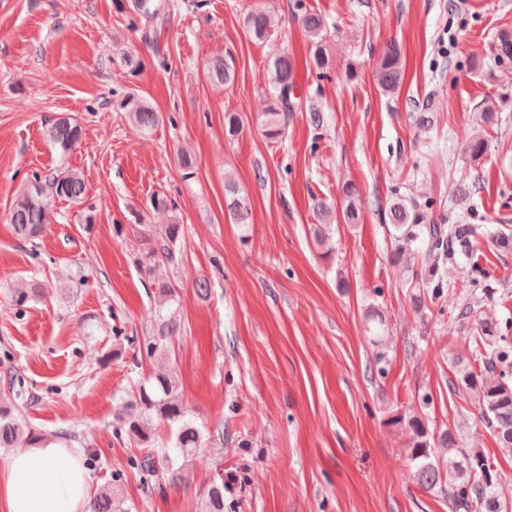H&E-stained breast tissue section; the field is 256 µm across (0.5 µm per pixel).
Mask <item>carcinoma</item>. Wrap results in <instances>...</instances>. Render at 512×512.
<instances>
[{
    "label": "carcinoma",
    "mask_w": 512,
    "mask_h": 512,
    "mask_svg": "<svg viewBox=\"0 0 512 512\" xmlns=\"http://www.w3.org/2000/svg\"><path fill=\"white\" fill-rule=\"evenodd\" d=\"M135 7L140 16L152 19L171 9L172 4L161 0H135ZM301 23L311 39L315 65L322 68L328 64L324 44L325 22L321 16L308 13L302 17ZM243 26L249 38L257 43L271 35L270 17L258 8L245 14ZM207 75L217 82L230 83L235 80L234 66L224 57L217 56L209 63ZM377 80L379 88L385 93H392L399 87L402 80V50L398 43L390 42L383 50L377 66ZM271 82L273 100L268 111L262 114L261 128L263 136L276 143L283 139L288 113L294 109L292 97L296 83L288 56L274 61ZM114 109L125 112L144 134L151 133L160 122L159 113L133 95L120 99ZM47 136L65 156L79 144L82 127L75 119L61 116L47 128ZM86 192L84 178L69 167H60L46 178L36 175L17 197L9 222L19 238L32 241L41 235L49 222L50 197L78 203ZM342 194L347 204L341 218L346 224H355L359 219L358 189L347 184L342 188ZM225 206L237 223H245L248 209L232 181L225 184ZM388 216L390 224L398 231V255L425 236L433 255L449 261L458 254L468 256L475 249L478 237L483 235L478 224H426L424 214L417 206L408 205L403 200L390 206ZM182 235L183 226L176 222L160 225L148 235L147 247L139 252L136 262L148 270L161 255L175 262V248ZM40 287L41 284L33 281L16 284L12 293L15 305L24 306ZM158 297L163 299V303L151 331L141 337H123L128 344L138 346L140 356L154 361L164 355L168 340L180 329L176 312L171 309L173 287L165 282L158 284ZM477 325L474 361L483 364L485 372L476 374L470 369H463L458 382L463 388L477 393L481 417L495 433L500 447L512 449V347L509 346V337L502 330L482 320L477 321ZM179 388L176 372H159L140 384L123 410L115 416L113 433L147 449V452L130 459V468L145 481L159 472L176 480L182 469L179 461H187L201 446V431L187 418V410L179 399ZM155 419L178 424L175 441L177 454H172L168 448L155 447L152 434ZM412 427L410 463L414 468V477L422 487L432 489L448 483V495L459 512H507V506L495 494L499 482L497 469L482 450L456 448L455 436L446 429L438 440V447L448 450V463L443 467L440 460L431 455V443L424 424L417 420ZM75 438L73 432L47 437L26 422L13 403L0 396V448H36L49 440L67 444ZM119 482L121 475L117 473L112 478V484L100 487L89 502L88 512H128L120 497ZM201 512H224V477L219 475L212 479L205 492Z\"/></svg>",
    "instance_id": "obj_1"
}]
</instances>
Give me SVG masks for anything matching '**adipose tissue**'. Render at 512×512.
<instances>
[{
  "instance_id": "1",
  "label": "adipose tissue",
  "mask_w": 512,
  "mask_h": 512,
  "mask_svg": "<svg viewBox=\"0 0 512 512\" xmlns=\"http://www.w3.org/2000/svg\"><path fill=\"white\" fill-rule=\"evenodd\" d=\"M88 498L86 471L57 442L17 451L0 471V512H85Z\"/></svg>"
}]
</instances>
